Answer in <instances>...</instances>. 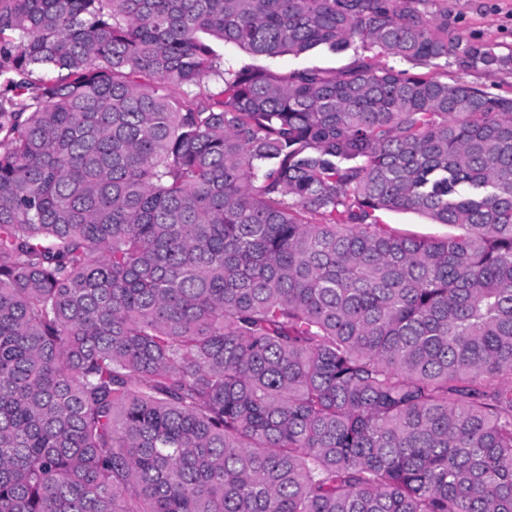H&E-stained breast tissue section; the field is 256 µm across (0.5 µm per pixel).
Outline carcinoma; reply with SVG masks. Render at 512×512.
<instances>
[{
  "mask_svg": "<svg viewBox=\"0 0 512 512\" xmlns=\"http://www.w3.org/2000/svg\"><path fill=\"white\" fill-rule=\"evenodd\" d=\"M428 3L0 0V512H512V52ZM359 43H356L347 51L340 54L325 53L321 50L315 51L306 57L295 58L293 56H285L279 58L276 62L271 63L269 60L259 58L255 61L256 64L261 66L272 65V68L279 72L290 71L293 68L303 66L306 64L317 65L327 69L340 68L352 61ZM462 77L467 82L485 87L494 94H504L512 85V73L496 72L488 73L483 70H471L462 72L455 65L448 66V81ZM384 220L395 229L418 235H443L448 232L447 226L432 224L428 217L413 212L388 213Z\"/></svg>",
  "mask_w": 512,
  "mask_h": 512,
  "instance_id": "cac0c4a2",
  "label": "carcinoma"
}]
</instances>
